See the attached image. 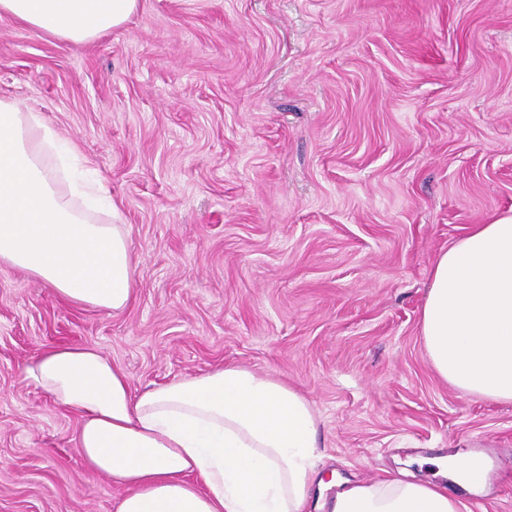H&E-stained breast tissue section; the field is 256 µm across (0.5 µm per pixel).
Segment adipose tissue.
Listing matches in <instances>:
<instances>
[{"label":"adipose tissue","instance_id":"adipose-tissue-1","mask_svg":"<svg viewBox=\"0 0 512 512\" xmlns=\"http://www.w3.org/2000/svg\"><path fill=\"white\" fill-rule=\"evenodd\" d=\"M139 0H0V18L89 43L123 26ZM74 147L20 103L0 99V266L80 307L120 311L133 294L132 248L119 224L78 209L46 164ZM421 336L434 370L458 390L512 402V215L475 225L431 268ZM22 379L76 415L87 469L124 488L117 512H305L322 489L316 415L298 390L229 365L133 392L92 348L56 345ZM330 512H461L445 484L390 473L338 491Z\"/></svg>","mask_w":512,"mask_h":512}]
</instances>
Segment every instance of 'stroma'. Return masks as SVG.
<instances>
[{
  "label": "stroma",
  "mask_w": 512,
  "mask_h": 512,
  "mask_svg": "<svg viewBox=\"0 0 512 512\" xmlns=\"http://www.w3.org/2000/svg\"><path fill=\"white\" fill-rule=\"evenodd\" d=\"M0 99L72 142L117 207L134 295L81 308L0 267V512H116L78 419L20 370L91 347L133 391L227 365L319 418L321 467L371 482L480 459L512 512V403L433 369L435 257L512 215V0H139L84 44L0 19Z\"/></svg>",
  "instance_id": "obj_1"
}]
</instances>
